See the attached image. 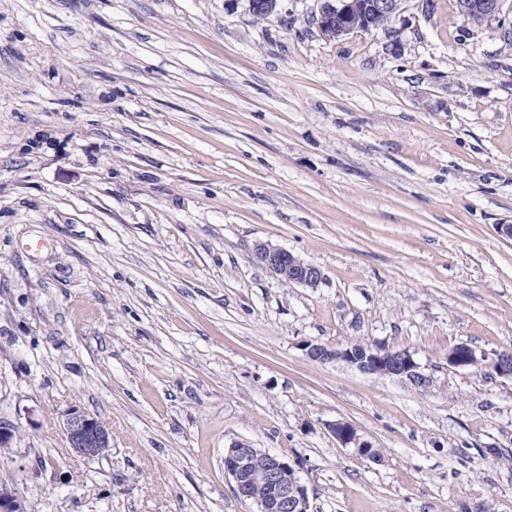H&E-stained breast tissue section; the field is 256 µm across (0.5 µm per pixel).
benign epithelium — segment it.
<instances>
[{"label": "benign epithelium", "mask_w": 512, "mask_h": 512, "mask_svg": "<svg viewBox=\"0 0 512 512\" xmlns=\"http://www.w3.org/2000/svg\"><path fill=\"white\" fill-rule=\"evenodd\" d=\"M282 0H248L249 11L256 17L269 18L279 14ZM407 0H320L318 23L330 40H338L359 31L376 29L373 19L396 18ZM505 0H459V13L463 16L479 8L489 20L503 14ZM250 257L260 267L285 284L316 288L323 280L321 269L306 262L292 252L267 241L253 244ZM303 350L309 360L327 363L340 360L365 374H376L408 380L418 387L427 385V378L418 372V366L405 351L368 346L357 350L351 346L332 348L308 341ZM478 358L476 351L467 344H460L448 353V362L454 367H468ZM62 426L69 447L87 458L96 459L112 449V433L106 424L87 414L77 406L69 407L62 415ZM329 432L343 445H354L359 453L374 461L380 454L372 445L360 439L357 430L348 422L335 420L326 424ZM267 457V465L257 470L251 466L252 456ZM224 473L234 483L240 499L253 503L257 512H308L306 486L298 470L285 458L261 448L252 447L245 440H234L224 450ZM261 485L267 495L256 498L246 494L248 488ZM0 512H26L24 501L16 490L0 484Z\"/></svg>", "instance_id": "obj_1"}]
</instances>
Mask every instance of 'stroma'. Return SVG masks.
Masks as SVG:
<instances>
[{"mask_svg":"<svg viewBox=\"0 0 512 512\" xmlns=\"http://www.w3.org/2000/svg\"><path fill=\"white\" fill-rule=\"evenodd\" d=\"M505 7L407 0L396 52L328 40L318 0H0V484L27 512H256L235 440L296 463L309 512H512ZM259 240L322 283L253 265ZM308 341L408 352L429 384ZM72 405L108 456L71 451ZM504 4V0H480V2L477 3L472 2V0H459L458 8L459 13L462 16H467L466 18L468 20L474 23H482L487 19H499L500 16L503 14ZM476 7H478L482 12L485 13L487 19L484 17L481 11H472V9ZM62 426L69 447L84 458H100L112 449V433L107 425L77 406L63 413ZM326 427L336 440L342 445L353 444L363 456L374 461L380 459V454L367 441H363L357 434L356 429L348 422L335 420L327 423Z\"/></svg>","mask_w":512,"mask_h":512,"instance_id":"obj_1","label":"stroma"}]
</instances>
